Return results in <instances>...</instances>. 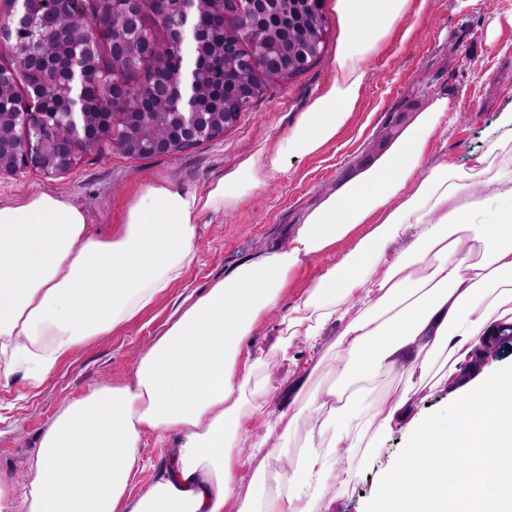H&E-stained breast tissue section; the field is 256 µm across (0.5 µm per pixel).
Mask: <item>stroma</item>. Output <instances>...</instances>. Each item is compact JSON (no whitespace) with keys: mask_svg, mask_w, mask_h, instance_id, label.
Listing matches in <instances>:
<instances>
[{"mask_svg":"<svg viewBox=\"0 0 512 512\" xmlns=\"http://www.w3.org/2000/svg\"><path fill=\"white\" fill-rule=\"evenodd\" d=\"M334 2L324 0L329 35L321 57L288 82L268 84L223 137L174 156L149 158L126 156L105 140L61 177L47 180L24 172L0 178V204L52 190L82 206L91 232L105 235L148 181L167 178L204 192L248 155L271 148L332 81L342 34ZM365 68L364 93L336 139L288 165L234 210L203 214L196 264L137 320L79 346L58 362L40 387L30 385L21 367L9 379H0V475L23 488L38 437L56 409L100 382L129 380L137 358L164 330L181 301L266 247L286 242L304 210L379 147L377 131L386 121L406 120L430 99L447 98L450 124L429 144L427 161L445 159L463 170L487 154L500 137L512 133L502 121L505 113H512V0H479L468 9L459 8L458 0H426L422 14L404 17ZM279 318V312L271 313L248 340L251 350L266 353L269 419L287 410L300 388L311 391L335 380L332 347L346 326L334 319L318 338L294 340L292 359L286 362L272 349ZM315 363L320 366L317 374L302 382V367ZM406 440L405 426H396L381 444L380 464L363 468L349 485L329 487L325 500L331 512H365L378 488L382 464L395 463ZM302 442L298 435L281 455L258 454L249 470L237 475L238 495L248 494L255 474L281 482L295 465Z\"/></svg>","mask_w":512,"mask_h":512,"instance_id":"35a3bbf8","label":"stroma"}]
</instances>
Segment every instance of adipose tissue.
I'll return each instance as SVG.
<instances>
[{"label":"adipose tissue","instance_id":"obj_1","mask_svg":"<svg viewBox=\"0 0 512 512\" xmlns=\"http://www.w3.org/2000/svg\"><path fill=\"white\" fill-rule=\"evenodd\" d=\"M422 0H336L342 36L336 76L272 148L243 159L197 193L168 181L143 186L105 237L87 212L52 191L0 206V377L18 362L40 385L95 336L134 321L198 258L202 214L234 209L293 161L334 140L361 98L365 61ZM448 101L431 99L335 190L305 211L287 243L261 251L186 297L141 355L133 379L103 383L62 404L29 461L22 512H224L237 470L258 453L245 436L265 417L262 353L245 342L278 310L292 277L337 243L353 246L280 322L276 344L347 325L335 344L338 383L311 392L274 425L293 435L312 417L297 466L276 491L255 482L237 512H325L331 484L376 464L381 439L404 420L416 380L448 384L492 326L512 323V136L464 171L426 165L448 129ZM505 205L489 222L474 180ZM405 386L387 409L371 392L383 374ZM170 443L147 492L128 489L145 436Z\"/></svg>","mask_w":512,"mask_h":512}]
</instances>
